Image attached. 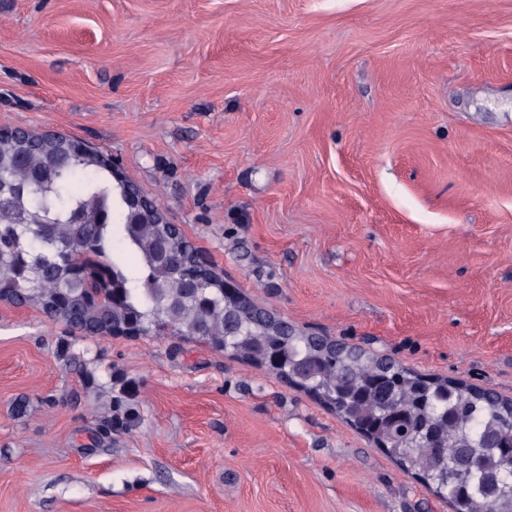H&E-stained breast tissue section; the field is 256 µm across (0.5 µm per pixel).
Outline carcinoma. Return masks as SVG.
I'll return each mask as SVG.
<instances>
[{"label": "carcinoma", "mask_w": 512, "mask_h": 512, "mask_svg": "<svg viewBox=\"0 0 512 512\" xmlns=\"http://www.w3.org/2000/svg\"><path fill=\"white\" fill-rule=\"evenodd\" d=\"M161 212L144 209L105 156L74 151L66 135L44 141L15 127L0 136V281L16 303L90 338L134 325L264 364L418 472L452 512H512V400L336 349L227 294ZM115 242L142 268H128Z\"/></svg>", "instance_id": "carcinoma-1"}]
</instances>
